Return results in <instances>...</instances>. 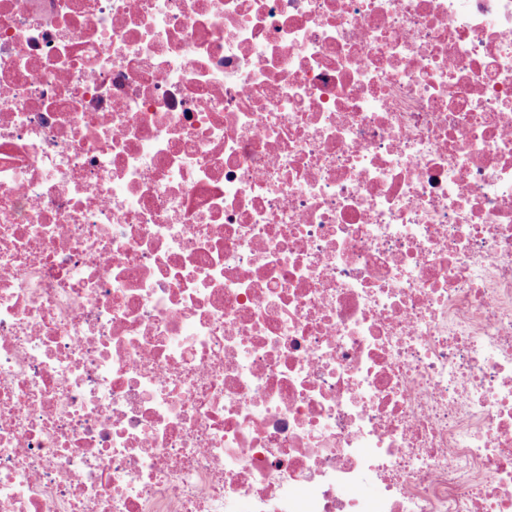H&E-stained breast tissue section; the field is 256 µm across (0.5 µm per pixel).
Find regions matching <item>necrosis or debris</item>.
<instances>
[{
  "label": "necrosis or debris",
  "mask_w": 512,
  "mask_h": 512,
  "mask_svg": "<svg viewBox=\"0 0 512 512\" xmlns=\"http://www.w3.org/2000/svg\"><path fill=\"white\" fill-rule=\"evenodd\" d=\"M0 512H512V0H0Z\"/></svg>",
  "instance_id": "1"
}]
</instances>
